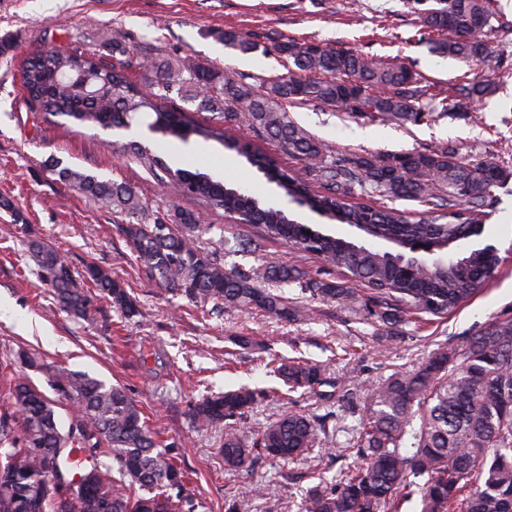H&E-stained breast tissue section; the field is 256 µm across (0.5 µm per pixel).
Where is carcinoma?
Segmentation results:
<instances>
[{"label":"carcinoma","instance_id":"obj_1","mask_svg":"<svg viewBox=\"0 0 512 512\" xmlns=\"http://www.w3.org/2000/svg\"><path fill=\"white\" fill-rule=\"evenodd\" d=\"M418 32L441 58L475 64L446 89L428 83L410 65L374 55L336 50L316 40H295L266 29L210 32L225 48L262 52L284 61L287 73L263 90L203 60L145 54L138 66L151 74L142 88L126 67L79 49L39 50L23 70L30 111L64 116L73 124L102 130L130 129L146 116L160 139L184 143L201 138L221 143L276 186L280 195L326 220L351 224L371 240L396 250L375 249L350 238L325 234L237 185L199 169L172 168L161 148L131 140L124 146L146 172L165 175L174 197H192L198 212L148 209L137 188L125 181L48 161L64 185L123 217L120 231L146 276L185 298L224 310L250 309L284 321L305 315L288 298L331 301L355 313L362 307L389 341L408 334L413 316L450 313L482 292L501 259L492 245L475 242L470 211L485 212L495 190L512 181V163L494 156L464 157L453 143L423 150L339 156L290 115L288 107L311 103L351 115H370L400 126L433 112L456 110L463 99L480 101L495 82L490 37L512 28L498 0H413ZM196 110L172 106L173 97ZM201 112L211 113L202 118ZM255 131L277 153L260 151L233 128ZM300 162L291 168L279 155ZM419 202L428 215L410 220L388 205ZM258 229L230 250L241 262L228 265L208 253L193 232L210 212ZM205 231H224L208 224ZM269 239L319 257L342 280L322 278L293 262L253 265L246 258ZM433 243L448 263L416 258L412 246ZM43 281L53 288L58 309L86 319L93 295L108 298L130 320L140 309L123 283L95 264L78 275L58 252L29 243ZM355 283L363 290L350 287ZM18 358L46 368L68 402V423L55 404L12 363H0L7 407L0 412V512H195L186 475L169 449L160 448L141 411L121 387L60 365L45 366L26 351ZM288 387L321 400L330 395L326 369L304 357L281 360L274 370ZM265 393L242 385L202 397L193 406L195 426L224 425V466L245 470L259 460L289 462L308 454L318 434L328 435L338 415L288 411L248 439L237 421ZM351 462L336 478L310 487L302 512H401L416 498L420 512H512V318L493 321L461 344H441L410 371H396L364 400L352 428ZM112 455V465L100 461ZM88 461L84 485L63 500L50 483L54 462L71 473L77 458ZM225 512H251L248 498L224 497Z\"/></svg>","mask_w":512,"mask_h":512}]
</instances>
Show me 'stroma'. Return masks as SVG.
Wrapping results in <instances>:
<instances>
[{
	"label": "stroma",
	"mask_w": 512,
	"mask_h": 512,
	"mask_svg": "<svg viewBox=\"0 0 512 512\" xmlns=\"http://www.w3.org/2000/svg\"><path fill=\"white\" fill-rule=\"evenodd\" d=\"M384 14L391 17L386 28L379 24ZM224 27L266 28L291 38L311 36L338 50L400 58L443 86L466 70L415 40L417 20L408 0H360L355 10L348 0H0V38L13 43L9 54L0 55V301L14 308L0 317V361L26 350L47 363L123 386L160 440L175 443L197 512H224V493L230 489L250 496L253 512H300L315 476L333 475L327 449L341 455L347 448L355 420L351 409L339 408L332 437H318L306 457L236 472L224 467L223 427L197 429L191 405L202 395L241 384L267 390L239 422L242 433L250 435L285 411L318 409L314 395L289 391L274 375L280 359L302 356L322 364L360 402L373 385L394 371L412 369L438 344L460 342L495 318L512 316V184L497 190L488 209L485 229L501 257L488 286L456 312L384 345L377 340L375 320L330 301H306L310 317L285 322L253 310L197 304L161 287L140 272L112 212L64 186L47 162L57 157L73 168L131 183L153 208L193 209L196 201L171 197L165 183L130 162L118 132L86 130L61 117L29 112L21 68L33 50L58 41L108 60L118 40L133 60L146 52H178L244 75L257 86L283 74L278 58L231 51L210 37V30ZM489 46L497 61V92L463 111L407 127L324 105L298 106L291 114L334 151L401 152L452 141L466 155L512 152V31L495 35ZM166 149L178 164L234 180L314 228L358 235L350 225L329 223L279 197L246 159L217 143L185 145L172 138ZM32 240L59 251L75 270L90 263L111 270L137 301L140 316L124 319L104 298L97 299L88 320L58 311L28 252ZM242 336L255 337L256 345L242 347ZM342 346L347 355H339ZM281 470L288 480L278 478Z\"/></svg>",
	"instance_id": "stroma-1"
}]
</instances>
